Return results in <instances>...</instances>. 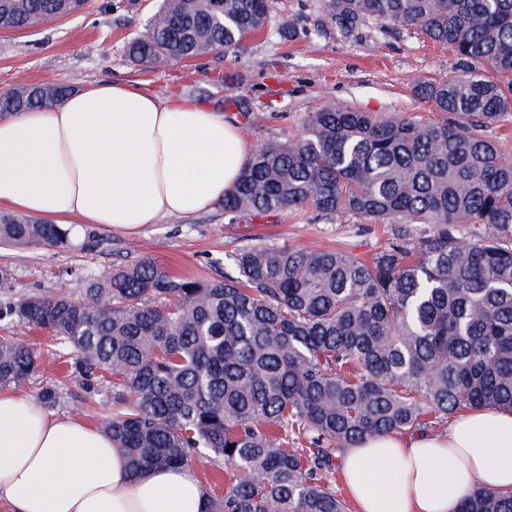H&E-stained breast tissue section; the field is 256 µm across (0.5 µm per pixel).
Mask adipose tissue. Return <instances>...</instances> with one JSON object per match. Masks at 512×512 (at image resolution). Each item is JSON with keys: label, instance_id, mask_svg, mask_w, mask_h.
Listing matches in <instances>:
<instances>
[{"label": "adipose tissue", "instance_id": "ef3b65f1", "mask_svg": "<svg viewBox=\"0 0 512 512\" xmlns=\"http://www.w3.org/2000/svg\"><path fill=\"white\" fill-rule=\"evenodd\" d=\"M249 157L235 122L192 98L99 82L51 109L0 117V207L133 232L210 208ZM356 512H457L473 486L512 491V412L475 409L445 435L370 436L346 449ZM0 503L9 512H205L186 466L127 472L122 452L73 417L0 391Z\"/></svg>", "mask_w": 512, "mask_h": 512}]
</instances>
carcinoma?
<instances>
[{"mask_svg":"<svg viewBox=\"0 0 512 512\" xmlns=\"http://www.w3.org/2000/svg\"><path fill=\"white\" fill-rule=\"evenodd\" d=\"M84 0H0V28L30 29ZM269 0H160L135 63L234 50L265 31ZM347 34L367 21L414 28L467 65L416 93L442 114L380 119L351 106L308 113L301 133L257 146L224 216L309 208L390 225L369 259L253 244L234 273L178 278L148 258L66 292L0 297V388L33 385L41 352L14 324L70 356L86 391L112 395L102 432L131 474L224 461L246 474L206 512H347L322 474L367 435L416 430L465 410H512V162L485 135L512 112V0H326ZM67 82L19 83L0 112L52 108ZM460 224L484 231L459 234ZM70 229L0 212L1 247H67ZM306 440L297 448L289 439ZM457 512H512V492L473 487Z\"/></svg>","mask_w":512,"mask_h":512,"instance_id":"1","label":"carcinoma"}]
</instances>
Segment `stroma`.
I'll use <instances>...</instances> for the list:
<instances>
[{
  "instance_id": "stroma-1",
  "label": "stroma",
  "mask_w": 512,
  "mask_h": 512,
  "mask_svg": "<svg viewBox=\"0 0 512 512\" xmlns=\"http://www.w3.org/2000/svg\"><path fill=\"white\" fill-rule=\"evenodd\" d=\"M158 0H89L83 13L24 30H0V91L18 82L41 84L72 80L83 86L99 81L138 83L168 96L205 100L241 126L249 146L297 137L308 113L327 105H351L387 118L435 119L433 103L417 96V83L459 75L457 60L444 47L397 27L382 34L369 22L345 35L327 23L323 0H270L266 31L236 50L217 51L174 65L130 61L125 43L144 31ZM294 24L298 35L280 34ZM99 239L92 251L30 246L0 250V266L9 267L13 296L78 294L77 273L111 267L145 256L169 273L217 278L218 258L258 242L290 244L311 250L343 249L371 257L388 245L386 225L359 217L319 219L308 208L267 218L229 222L221 205L189 217H165L127 235L95 224ZM57 386L54 417L72 416L98 426L112 408L109 396L88 395L67 377L59 360L45 355L38 386Z\"/></svg>"
}]
</instances>
